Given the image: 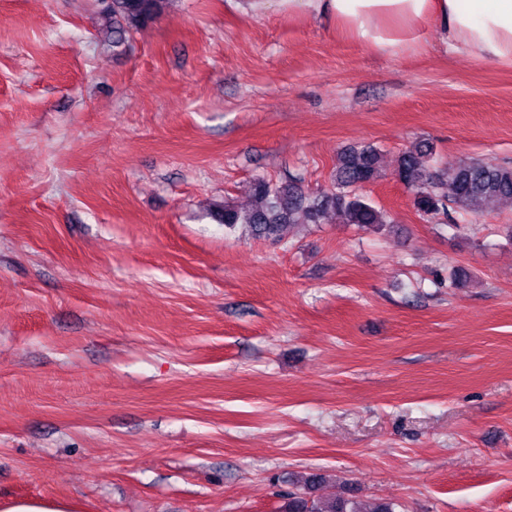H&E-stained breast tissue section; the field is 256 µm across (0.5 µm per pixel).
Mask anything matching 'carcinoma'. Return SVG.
Here are the masks:
<instances>
[{"instance_id": "cac0c4a2", "label": "carcinoma", "mask_w": 512, "mask_h": 512, "mask_svg": "<svg viewBox=\"0 0 512 512\" xmlns=\"http://www.w3.org/2000/svg\"><path fill=\"white\" fill-rule=\"evenodd\" d=\"M173 0H103V36L112 50L125 49L130 36L161 17ZM386 176L381 151L371 143H356L341 150L328 186L309 187L297 177L258 176L247 185L249 205L215 201L209 218L224 225L228 235L281 242L283 228L292 224H326L338 216L344 224L379 232L391 223L388 212L363 194V189ZM392 178L411 195L413 208L424 221L443 218L456 226L454 214L476 218L493 205L512 200V166L469 158L442 165L429 142L403 149ZM325 477L312 473L303 492H289L283 512H394L393 504L377 502L364 508L354 497L312 495Z\"/></svg>"}]
</instances>
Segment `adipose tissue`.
Masks as SVG:
<instances>
[{
	"label": "adipose tissue",
	"instance_id": "1",
	"mask_svg": "<svg viewBox=\"0 0 512 512\" xmlns=\"http://www.w3.org/2000/svg\"><path fill=\"white\" fill-rule=\"evenodd\" d=\"M292 14H317L373 52L397 56L418 47L431 22L454 51L490 64L512 65V0H246Z\"/></svg>",
	"mask_w": 512,
	"mask_h": 512
}]
</instances>
